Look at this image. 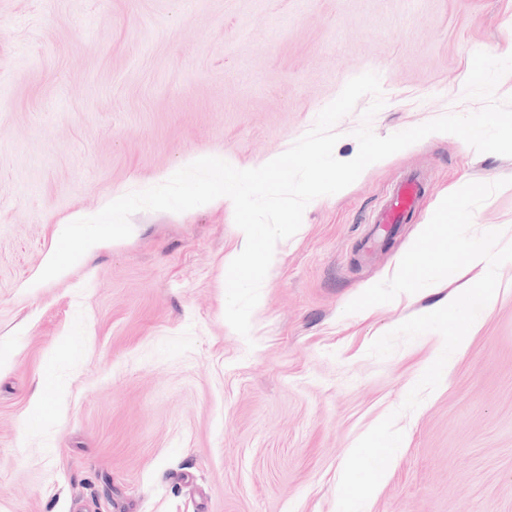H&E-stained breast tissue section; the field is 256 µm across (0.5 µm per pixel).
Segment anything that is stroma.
Masks as SVG:
<instances>
[{"label":"stroma","instance_id":"stroma-1","mask_svg":"<svg viewBox=\"0 0 512 512\" xmlns=\"http://www.w3.org/2000/svg\"><path fill=\"white\" fill-rule=\"evenodd\" d=\"M511 47L512 0H0V512H337L350 451L443 339L367 350L449 288L345 308L469 182L510 179L472 231L512 243V157L434 133L311 201L246 338L225 319L229 203L138 212L129 238L37 277L68 217L200 157L260 167L363 72L386 99L378 136L477 111L473 53ZM412 171L425 198L365 250ZM498 277L445 380L400 414L364 512H512V262Z\"/></svg>","mask_w":512,"mask_h":512}]
</instances>
